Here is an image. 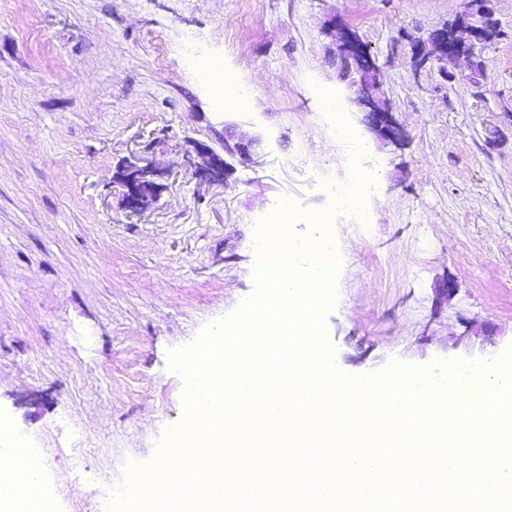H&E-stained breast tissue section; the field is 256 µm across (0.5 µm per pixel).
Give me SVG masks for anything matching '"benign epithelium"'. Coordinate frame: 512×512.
<instances>
[{
  "mask_svg": "<svg viewBox=\"0 0 512 512\" xmlns=\"http://www.w3.org/2000/svg\"><path fill=\"white\" fill-rule=\"evenodd\" d=\"M481 4L484 5V15L481 16V20L474 23L463 20L459 23L461 33L466 35V39L460 41L448 37V27L444 26L434 33L439 41L434 43L431 53H426L424 45L418 43L412 45L414 62L422 64L432 58L439 64L444 74H455L459 60L471 54L476 46L488 43L495 34V30L487 22L491 11L486 6V0H481ZM334 37L342 68L345 70L353 68L359 74V82L356 83V90L354 96L350 97V102L360 109L364 123L377 138L392 144L401 143L405 137L403 129L397 124L392 113L380 105L370 93L377 76V69L362 42L355 34L343 28L334 29ZM260 145V135L244 126L238 124L224 126L226 153L250 160L257 154ZM125 173L126 177L121 181V186L125 189L124 198L128 207L134 211H142L152 206L157 199V187L152 180L154 176L152 167L140 164L138 159L130 160L126 163ZM222 174H224V163L218 164L212 157L194 170L195 176L206 181H214Z\"/></svg>",
  "mask_w": 512,
  "mask_h": 512,
  "instance_id": "1",
  "label": "benign epithelium"
}]
</instances>
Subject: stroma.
<instances>
[{
    "label": "stroma",
    "instance_id": "stroma-1",
    "mask_svg": "<svg viewBox=\"0 0 512 512\" xmlns=\"http://www.w3.org/2000/svg\"><path fill=\"white\" fill-rule=\"evenodd\" d=\"M498 35L444 78L411 41L473 0H0V415L39 453L57 512H100L126 462L148 465L184 421L172 352L256 291L251 241L281 199L330 209L317 179L352 148L316 93L333 92L377 178L341 255L327 344L347 377L391 365L498 361L512 347V0ZM342 25L380 69L375 94L404 128L381 142L354 114L330 36ZM222 58L250 89L216 107L183 47ZM248 121L263 146L224 152ZM223 181L192 176L204 155ZM152 164L158 199L117 184ZM452 279L456 290L437 288ZM140 159L129 160L121 186L125 189L124 198L133 211H142L152 206L157 199V187L152 177L154 170L149 164L141 165ZM152 193L151 198L144 199L146 192Z\"/></svg>",
    "mask_w": 512,
    "mask_h": 512
}]
</instances>
